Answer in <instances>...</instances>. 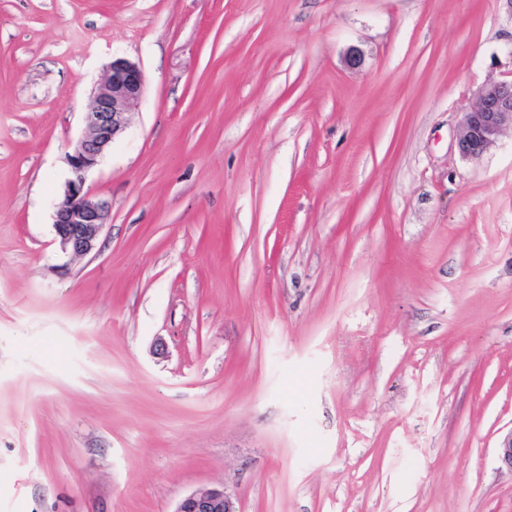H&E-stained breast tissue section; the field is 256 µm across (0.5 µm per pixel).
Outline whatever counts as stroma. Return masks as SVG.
<instances>
[{"instance_id": "obj_1", "label": "stroma", "mask_w": 512, "mask_h": 512, "mask_svg": "<svg viewBox=\"0 0 512 512\" xmlns=\"http://www.w3.org/2000/svg\"><path fill=\"white\" fill-rule=\"evenodd\" d=\"M510 78L512 0H0V512H512V131L459 149ZM139 64L112 57L103 81L95 88L85 117V130L67 156L72 177L56 205L53 228L59 244L75 258L99 249L110 203L84 190L85 174L96 167L127 125V116L144 91ZM478 103L465 112L459 146L469 158H479L493 146L505 130H512V80L484 85ZM174 512H239L225 486H202L180 501Z\"/></svg>"}]
</instances>
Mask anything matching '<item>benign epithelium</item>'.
<instances>
[{
  "mask_svg": "<svg viewBox=\"0 0 512 512\" xmlns=\"http://www.w3.org/2000/svg\"><path fill=\"white\" fill-rule=\"evenodd\" d=\"M139 64L115 57L95 88L85 117V130L67 156L72 177L56 205L53 228L62 250L75 258L99 249L110 203L84 190L85 174L96 167L114 139L127 125V116L144 91ZM512 130V81L484 85L476 107L464 113L459 146L469 158L482 156L505 130ZM497 457L512 471V428L499 438ZM175 512H239L224 487L202 486L180 501Z\"/></svg>",
  "mask_w": 512,
  "mask_h": 512,
  "instance_id": "obj_1",
  "label": "benign epithelium"
}]
</instances>
